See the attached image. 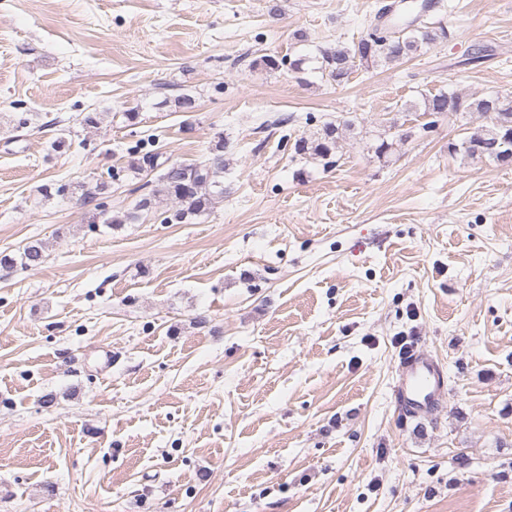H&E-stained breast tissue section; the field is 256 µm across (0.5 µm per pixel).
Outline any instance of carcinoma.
Instances as JSON below:
<instances>
[{"label":"carcinoma","instance_id":"cac0c4a2","mask_svg":"<svg viewBox=\"0 0 512 512\" xmlns=\"http://www.w3.org/2000/svg\"><path fill=\"white\" fill-rule=\"evenodd\" d=\"M428 5H396L378 13V19L383 21L382 35L376 37L369 33L348 47L324 49L319 57L311 60L298 56L291 59L263 55L252 62L268 70L288 67L295 72L305 71V65L313 61L316 66L313 71L340 86L346 83L356 65L377 67L382 64H392L411 57L422 49L436 46L448 41L451 32L444 19L436 21L428 19ZM422 108L428 116L444 113L479 112L487 119L486 124L474 127L460 143L448 144L449 151L463 153L467 157H488L497 162L512 159V92L497 93L483 98L464 95L456 90H441L423 99ZM354 129V122L345 120L340 124L325 123L308 137H301L294 144L296 155L311 160L324 159L338 148L343 134ZM213 157L202 162H170L158 163L162 153L159 151L138 155L132 150L128 169L138 173L147 168L154 170L165 165L160 175L162 191L167 197L178 204V209L172 213L166 211L158 215L160 223L168 224L173 220L182 222L188 218L210 211L216 198L224 196L220 189L219 178L224 173V137H218L211 148ZM109 187V181L100 180L95 190H86L82 194L84 202L95 203L96 214L93 220L103 224H132L139 220V212L153 209L152 197L142 198L135 210L122 215L112 214V211L100 208L96 203L97 196L103 194ZM44 258L43 245L27 243L18 248V256L3 255L0 266L13 267L17 264L23 268L36 266Z\"/></svg>","mask_w":512,"mask_h":512}]
</instances>
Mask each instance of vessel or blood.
I'll list each match as a JSON object with an SVG mask.
<instances>
[{"instance_id": "b4317fda", "label": "vessel or blood", "mask_w": 512, "mask_h": 512, "mask_svg": "<svg viewBox=\"0 0 512 512\" xmlns=\"http://www.w3.org/2000/svg\"><path fill=\"white\" fill-rule=\"evenodd\" d=\"M440 372L430 353L414 350L402 357L392 395L403 414L421 417L432 411L443 391Z\"/></svg>"}]
</instances>
